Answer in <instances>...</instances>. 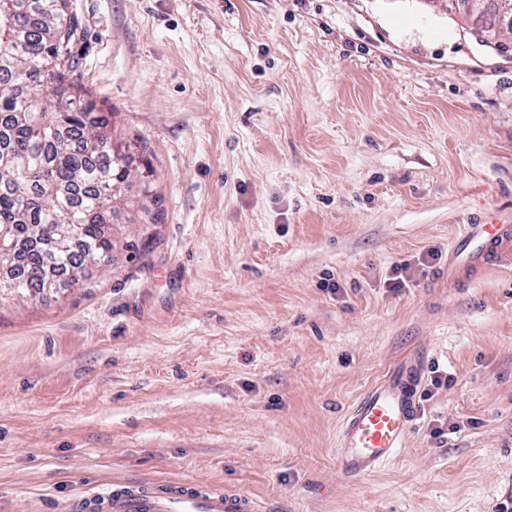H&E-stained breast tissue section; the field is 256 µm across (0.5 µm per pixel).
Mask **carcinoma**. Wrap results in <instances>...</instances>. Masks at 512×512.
Returning a JSON list of instances; mask_svg holds the SVG:
<instances>
[{"label": "carcinoma", "instance_id": "obj_1", "mask_svg": "<svg viewBox=\"0 0 512 512\" xmlns=\"http://www.w3.org/2000/svg\"><path fill=\"white\" fill-rule=\"evenodd\" d=\"M0 0V250L9 287L32 295L57 273L112 260L105 230L129 177L106 117L69 81L81 23L69 0Z\"/></svg>", "mask_w": 512, "mask_h": 512}]
</instances>
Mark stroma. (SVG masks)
Masks as SVG:
<instances>
[{
    "mask_svg": "<svg viewBox=\"0 0 512 512\" xmlns=\"http://www.w3.org/2000/svg\"><path fill=\"white\" fill-rule=\"evenodd\" d=\"M71 5L72 80L132 173L111 264L0 292V512H75L116 481L259 512H494L512 246L463 274L452 253L461 225H512V51L442 0ZM418 351L452 381L383 470L339 477L346 410Z\"/></svg>",
    "mask_w": 512,
    "mask_h": 512,
    "instance_id": "35a3bbf8",
    "label": "stroma"
}]
</instances>
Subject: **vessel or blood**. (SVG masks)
<instances>
[{
    "label": "vessel or blood",
    "instance_id": "vessel-or-blood-1",
    "mask_svg": "<svg viewBox=\"0 0 512 512\" xmlns=\"http://www.w3.org/2000/svg\"><path fill=\"white\" fill-rule=\"evenodd\" d=\"M463 262L476 268L495 259L512 242L508 224L463 225ZM423 355L407 356L369 386L347 412L338 439L336 467L350 481L387 464L422 416L420 389ZM80 512H257L255 502L220 487L192 483H129L97 493L79 503Z\"/></svg>",
    "mask_w": 512,
    "mask_h": 512
}]
</instances>
